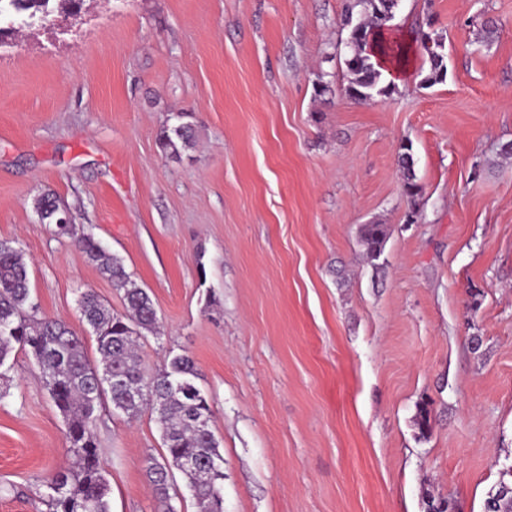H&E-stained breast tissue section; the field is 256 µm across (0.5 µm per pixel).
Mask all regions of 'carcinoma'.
<instances>
[{"label": "carcinoma", "mask_w": 512, "mask_h": 512, "mask_svg": "<svg viewBox=\"0 0 512 512\" xmlns=\"http://www.w3.org/2000/svg\"><path fill=\"white\" fill-rule=\"evenodd\" d=\"M397 0H346L343 26L348 30V54L343 59L349 76L346 94L356 101L389 97L396 92L373 60L376 32L395 14ZM429 64L421 84L432 87L447 76L444 38L438 31L415 32ZM191 114L177 112L161 131L164 152L180 157L195 145ZM404 190L414 200L421 193L410 146H403ZM43 222L55 224L62 210L54 197L37 202ZM383 224H365L360 242L365 257L373 262L385 248ZM77 245L95 262L122 293L125 313L106 306L92 290L81 293L80 319L96 337L99 364L91 363L83 339L63 320L36 317L37 305L29 288V268L16 242L0 240V368L20 349L32 355L42 370L44 383L60 411L71 463L43 479L44 500L49 512H112L111 488L101 468L94 436L95 409L109 396L113 409L129 418L149 409L156 415L165 453L149 458L146 475L163 512H177L171 504L173 471L186 481L198 512H224V457L210 429L209 395L197 384L198 371L186 354L172 356L163 366L147 372L136 352L143 332H154L157 311L148 291L127 272L123 261L105 252L90 235Z\"/></svg>", "instance_id": "carcinoma-1"}]
</instances>
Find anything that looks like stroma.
<instances>
[{"label":"stroma","instance_id":"1","mask_svg":"<svg viewBox=\"0 0 512 512\" xmlns=\"http://www.w3.org/2000/svg\"><path fill=\"white\" fill-rule=\"evenodd\" d=\"M343 7L112 0L77 41L0 50V239L39 316L76 330L86 290L124 309L77 237L124 261L160 319L144 368L189 355L211 397L224 512H484L512 465V0H401L406 40L429 16L443 31L446 80L366 102L345 93ZM174 112L196 137L178 160L157 141ZM47 193L73 236L41 222ZM9 363L0 512H48L62 417L34 359ZM94 431L112 512H157L154 415L106 402ZM402 150H404V152L401 154L404 190L407 197L414 201L421 193V186L417 182V177L414 170V160L412 154L410 153V146L405 145L403 146ZM387 229L383 224H365L360 231L363 254L370 261L379 259L385 248Z\"/></svg>","mask_w":512,"mask_h":512}]
</instances>
